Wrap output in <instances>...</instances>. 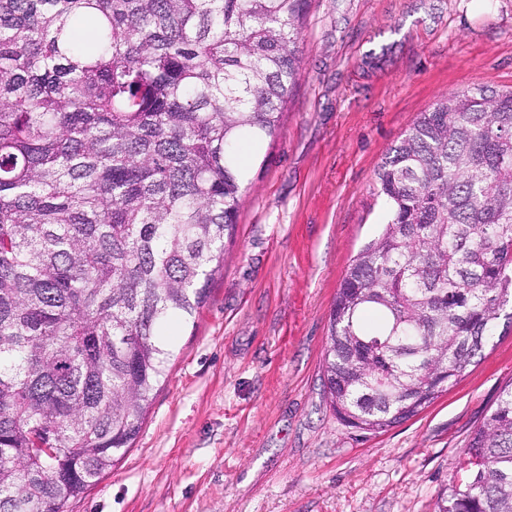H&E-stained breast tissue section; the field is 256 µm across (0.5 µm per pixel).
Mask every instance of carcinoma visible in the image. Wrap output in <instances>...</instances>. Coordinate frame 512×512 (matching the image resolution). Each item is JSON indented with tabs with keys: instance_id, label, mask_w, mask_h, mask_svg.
Instances as JSON below:
<instances>
[{
	"instance_id": "cac0c4a2",
	"label": "carcinoma",
	"mask_w": 512,
	"mask_h": 512,
	"mask_svg": "<svg viewBox=\"0 0 512 512\" xmlns=\"http://www.w3.org/2000/svg\"><path fill=\"white\" fill-rule=\"evenodd\" d=\"M305 14L0 0V512H64L139 432L170 331L224 266L242 152L280 127ZM376 184L387 219L337 289L322 370L336 416L382 432L512 319V89L440 96ZM466 456L439 512H512V384Z\"/></svg>"
}]
</instances>
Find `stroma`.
Returning a JSON list of instances; mask_svg holds the SVG:
<instances>
[{"label":"stroma","instance_id":"obj_1","mask_svg":"<svg viewBox=\"0 0 512 512\" xmlns=\"http://www.w3.org/2000/svg\"><path fill=\"white\" fill-rule=\"evenodd\" d=\"M281 127L248 171L233 242L131 447L65 512H439L512 383V324L419 415L382 432L327 403L336 291L381 229L375 172L422 112L512 87V0H308Z\"/></svg>","mask_w":512,"mask_h":512}]
</instances>
